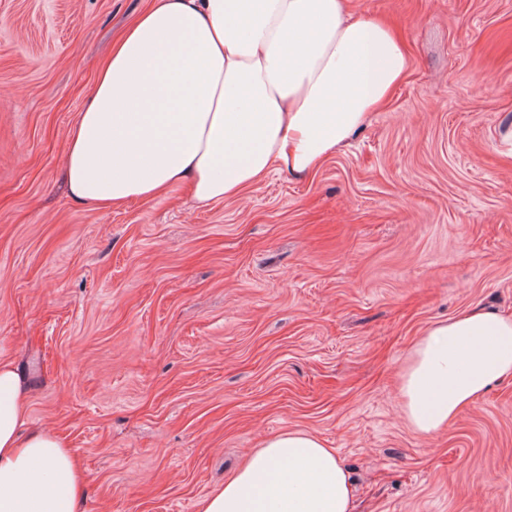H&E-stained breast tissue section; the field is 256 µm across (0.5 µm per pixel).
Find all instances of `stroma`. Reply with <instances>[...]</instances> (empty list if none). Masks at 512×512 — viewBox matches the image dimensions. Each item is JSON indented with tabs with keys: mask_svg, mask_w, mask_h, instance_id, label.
Segmentation results:
<instances>
[{
	"mask_svg": "<svg viewBox=\"0 0 512 512\" xmlns=\"http://www.w3.org/2000/svg\"><path fill=\"white\" fill-rule=\"evenodd\" d=\"M147 0H0V359L85 467L87 512H197L263 440L318 436L354 512H512V378L430 436L400 373L434 323L512 314V0H353L412 67L352 146L200 206L100 211L70 130Z\"/></svg>",
	"mask_w": 512,
	"mask_h": 512,
	"instance_id": "35a3bbf8",
	"label": "stroma"
}]
</instances>
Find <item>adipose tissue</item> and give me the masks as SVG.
I'll list each match as a JSON object with an SVG mask.
<instances>
[{
	"label": "adipose tissue",
	"mask_w": 512,
	"mask_h": 512,
	"mask_svg": "<svg viewBox=\"0 0 512 512\" xmlns=\"http://www.w3.org/2000/svg\"><path fill=\"white\" fill-rule=\"evenodd\" d=\"M410 57L352 0H150L112 45L64 156L72 199L102 211L183 187L208 205L279 171L304 178L390 98ZM512 376V317L465 309L426 330L400 373L405 419L429 436ZM29 383L0 360V512H86L65 435L34 427ZM198 512H353L334 449L263 441Z\"/></svg>",
	"instance_id": "obj_1"
}]
</instances>
